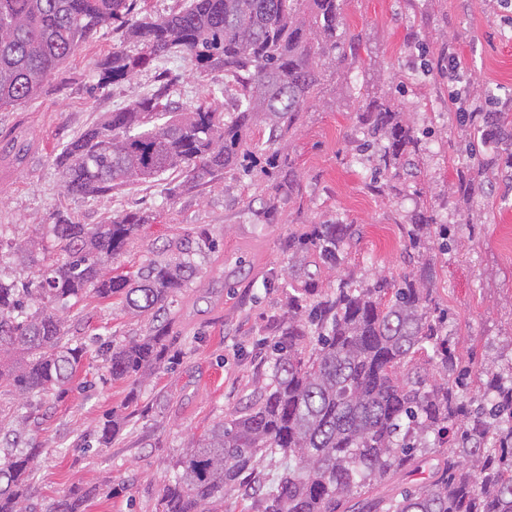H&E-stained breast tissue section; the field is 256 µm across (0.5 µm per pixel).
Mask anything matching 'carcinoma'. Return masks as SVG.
<instances>
[{"instance_id": "obj_1", "label": "carcinoma", "mask_w": 512, "mask_h": 512, "mask_svg": "<svg viewBox=\"0 0 512 512\" xmlns=\"http://www.w3.org/2000/svg\"><path fill=\"white\" fill-rule=\"evenodd\" d=\"M129 0H0V109L24 104L84 41L108 24L125 28L137 52L116 47L96 66L97 86L130 79L163 56H182L197 70L224 71L235 107L179 109L174 83L111 113L73 138L57 158L67 193L95 198L125 186L180 179L195 188L221 175L254 172L264 160L269 189L293 192V160L281 144L345 60L339 0H189L153 21L129 19ZM361 151H372L370 181L413 166V128L391 105L372 102L358 114ZM268 130L254 139V129ZM481 143L512 141V120L487 112ZM152 216L124 211L99 224L59 214L25 245L30 261L53 252L34 281L0 279V385L31 404L61 390L86 350L63 341L65 314L90 289L117 298L125 311L156 317L195 275L193 251L155 260L134 275L109 267ZM356 234L352 224H314L291 235L290 260L316 251L340 265ZM414 252L432 238L448 250V225L415 210L403 225ZM431 267L390 281L379 277L336 287L288 292V317L270 348L267 383L241 411L216 422L177 461L162 488L163 512H212L228 491L253 496L255 512H512V364L478 374L450 345L448 312L432 295ZM165 334L104 341L114 380L139 379L164 365ZM426 355L431 368L414 364ZM43 449L16 429L0 448V512L26 506ZM275 473L268 482L259 467ZM428 467L427 480L395 494L399 475ZM88 492L72 489L46 512H83Z\"/></svg>"}]
</instances>
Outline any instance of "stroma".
Masks as SVG:
<instances>
[{"label": "stroma", "instance_id": "1", "mask_svg": "<svg viewBox=\"0 0 512 512\" xmlns=\"http://www.w3.org/2000/svg\"><path fill=\"white\" fill-rule=\"evenodd\" d=\"M341 12L352 39L350 73L328 81L304 112L285 146L300 191L278 198L271 211L264 205L267 184L256 174H229L174 197L162 181L98 198L65 191L55 162L63 147L108 113L152 94L163 71L180 76L178 105L205 100L221 112L234 107L223 72L199 74L180 56L96 88L97 63L123 43L116 26L81 44L36 98L0 110V224L10 225L16 243L39 237L59 213L97 224L141 210L155 219L116 259L119 271L138 272L184 240L196 264L193 280L161 316L168 365L139 384L110 378L96 340L146 335L148 320L90 292L71 308L63 334L86 345L87 355L67 389L26 422L27 434L44 446L33 479L34 512H46L75 486L95 490L84 512H161V490L176 458L265 383L259 341L278 335L291 283L301 288L312 279L326 288L341 278L395 280L427 263L462 364L477 371L512 355V145L503 144L498 165L482 174L488 191L465 196L456 188L459 175L477 172L482 151L458 107L512 115V10L500 0H342ZM452 51L462 59L457 84L448 80ZM356 87L365 100L393 104L423 146L398 190L383 181L367 187L368 169L352 160L360 137ZM419 208L447 225L449 251L431 245L407 256L402 226ZM336 222L357 229L341 265L329 270L312 252L308 278L291 276L289 235ZM108 417L120 430L102 445L97 430Z\"/></svg>", "mask_w": 512, "mask_h": 512}]
</instances>
